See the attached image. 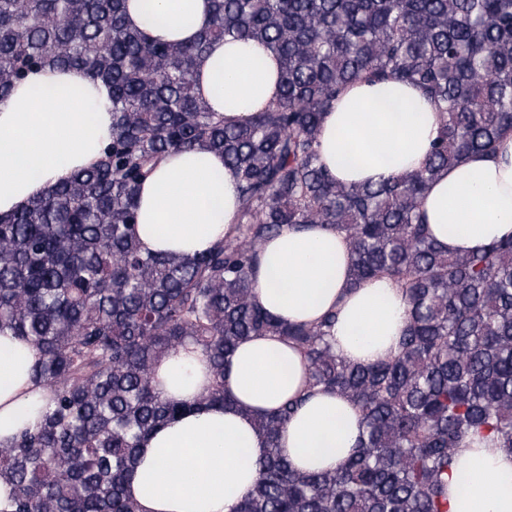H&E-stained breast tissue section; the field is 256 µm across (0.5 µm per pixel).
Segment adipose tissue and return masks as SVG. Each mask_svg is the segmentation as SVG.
Masks as SVG:
<instances>
[{
	"label": "adipose tissue",
	"mask_w": 512,
	"mask_h": 512,
	"mask_svg": "<svg viewBox=\"0 0 512 512\" xmlns=\"http://www.w3.org/2000/svg\"><path fill=\"white\" fill-rule=\"evenodd\" d=\"M151 29L169 42L193 41L211 19L207 0H152ZM195 90L236 124L280 95L278 62L261 44L214 43L197 69ZM105 88L77 68L31 72L0 98V218L49 194L96 162L112 127ZM443 123L437 105L399 81L347 85L325 112L320 157L337 181L378 183L424 163ZM237 179L222 154L200 147L169 154L139 191L137 236L152 253L192 256L230 233ZM432 237L455 254L512 235V131L494 152L468 155L433 181L422 201ZM255 300L287 323L313 324L335 313L334 347L369 365L394 356L406 326V297L391 280L350 283L343 233L321 224L288 228L260 249ZM38 348L0 334V446L35 424L47 395L32 372ZM162 397L186 412L145 438L127 493L139 512H234L252 491L266 440L255 421L303 391L307 364L273 336L238 345L224 374L233 400L202 403L211 380L205 355L188 346L156 365ZM362 433L353 403L334 392L311 396L282 429L279 446L301 472L339 469ZM449 512H512V455L470 441L448 479Z\"/></svg>",
	"instance_id": "obj_1"
}]
</instances>
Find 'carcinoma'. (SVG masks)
<instances>
[{"label": "carcinoma", "instance_id": "carcinoma-1", "mask_svg": "<svg viewBox=\"0 0 512 512\" xmlns=\"http://www.w3.org/2000/svg\"><path fill=\"white\" fill-rule=\"evenodd\" d=\"M190 43L125 22L126 0H0V96L33 69L79 68L109 89L112 129L94 165L0 219V334L41 352L49 393L33 429L0 447V512H138L126 487L140 442L187 409L154 367L186 345L208 357L203 400L226 404L239 343L276 336L308 365L306 390L257 420L259 478L236 512H448L468 438L512 454V237L458 255L423 224L438 173L512 130V0H209ZM266 45L280 97L226 124L195 93L218 39ZM397 80L434 99L443 124L424 165L345 185L319 154L327 106L350 83ZM205 146L237 176L232 234L190 257L146 253L139 189L172 151ZM345 233L355 282L387 277L407 298L398 353H336L330 312L285 323L254 301L260 247L285 226ZM348 398L362 435L342 468L302 473L278 437L316 390Z\"/></svg>", "mask_w": 512, "mask_h": 512}]
</instances>
